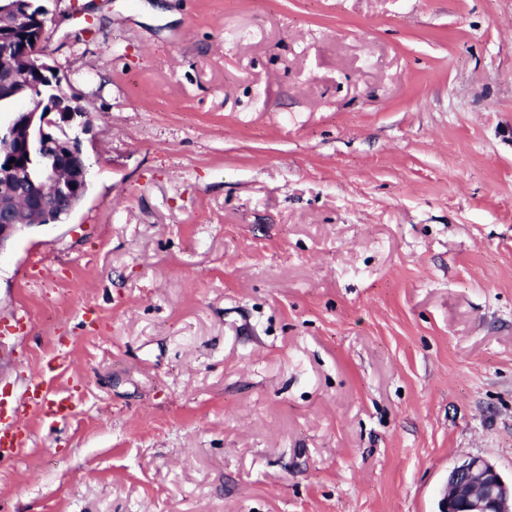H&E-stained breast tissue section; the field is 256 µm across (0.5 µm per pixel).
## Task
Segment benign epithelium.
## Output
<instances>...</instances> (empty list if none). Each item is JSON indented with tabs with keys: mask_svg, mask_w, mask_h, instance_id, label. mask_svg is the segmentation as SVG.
I'll use <instances>...</instances> for the list:
<instances>
[{
	"mask_svg": "<svg viewBox=\"0 0 512 512\" xmlns=\"http://www.w3.org/2000/svg\"><path fill=\"white\" fill-rule=\"evenodd\" d=\"M29 0L0 5V63L9 78L0 92L23 104L0 124V251L31 226L57 224L87 193L91 165L81 134L90 120L82 98L66 91L49 49L54 19L34 36L20 28ZM439 512H512V482L480 456H465L448 471Z\"/></svg>",
	"mask_w": 512,
	"mask_h": 512,
	"instance_id": "7a95c632",
	"label": "benign epithelium"
}]
</instances>
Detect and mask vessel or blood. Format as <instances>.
Wrapping results in <instances>:
<instances>
[{
  "label": "vessel or blood",
  "mask_w": 512,
  "mask_h": 512,
  "mask_svg": "<svg viewBox=\"0 0 512 512\" xmlns=\"http://www.w3.org/2000/svg\"><path fill=\"white\" fill-rule=\"evenodd\" d=\"M70 364L69 350L59 347L38 373L25 377L19 390L0 387V460L19 458L32 447L33 437L27 426L30 416L41 414L56 421L71 417V398L54 383Z\"/></svg>",
  "instance_id": "1"
}]
</instances>
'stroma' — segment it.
<instances>
[{"label":"stroma","mask_w":512,"mask_h":512,"mask_svg":"<svg viewBox=\"0 0 512 512\" xmlns=\"http://www.w3.org/2000/svg\"><path fill=\"white\" fill-rule=\"evenodd\" d=\"M91 182L0 251V512H437L512 480V0H44ZM71 364L67 348H56L42 369L25 377L19 390L10 392L0 387V460L16 459L33 446V437L27 426L30 416L42 414L55 421H66L72 416L69 395L60 392L55 377ZM438 508V512H511L512 481L506 482L489 460L465 456L448 471Z\"/></svg>","instance_id":"1"}]
</instances>
